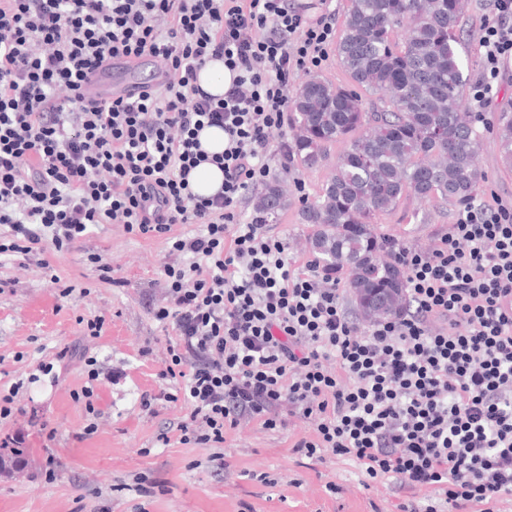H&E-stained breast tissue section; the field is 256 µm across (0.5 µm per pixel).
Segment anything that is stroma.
Here are the masks:
<instances>
[{"label": "stroma", "instance_id": "35a3bbf8", "mask_svg": "<svg viewBox=\"0 0 512 512\" xmlns=\"http://www.w3.org/2000/svg\"><path fill=\"white\" fill-rule=\"evenodd\" d=\"M489 2L468 0L460 22L462 60L473 83L482 69L478 30ZM467 108L482 133L477 199L512 206V164L503 160L496 137L501 116H512V60L501 69L491 105L481 111L471 100ZM269 164L271 181L288 190V206L271 227L290 257L311 259L307 240L314 229L303 211L331 169L295 162L285 171L275 157ZM462 212L407 194L375 223L378 233L426 253ZM171 260L166 236L130 233L121 224L91 225L74 247L40 260L0 256V389L20 387L13 415L0 419V440L21 435L25 449L19 460L0 447V512H400L403 504L422 502L423 491L389 480L364 484L351 458L327 453L318 461L295 453L296 441L315 435L310 419L290 415L276 430L241 424L227 431L219 462L214 449L181 443L177 425L190 411L184 401L159 402L153 416L142 412V393L176 387L159 377L168 334L151 313L164 299L162 269ZM66 286L72 289L67 296ZM98 318L104 321L100 337L87 336V323ZM66 347L73 355L60 357ZM87 354L97 360L98 381L88 379ZM88 385L95 393L92 415L74 398ZM92 422L96 432L83 437ZM141 472L165 483L166 493L133 491Z\"/></svg>", "mask_w": 512, "mask_h": 512}]
</instances>
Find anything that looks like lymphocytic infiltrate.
Returning a JSON list of instances; mask_svg holds the SVG:
<instances>
[{
    "label": "lymphocytic infiltrate",
    "mask_w": 512,
    "mask_h": 512,
    "mask_svg": "<svg viewBox=\"0 0 512 512\" xmlns=\"http://www.w3.org/2000/svg\"><path fill=\"white\" fill-rule=\"evenodd\" d=\"M331 14L292 0H0L1 253L70 248L92 224L170 233L166 301L154 316L174 332L161 379L181 378L182 443L218 448L241 421L281 426V409L314 419L295 452L349 457L372 480L426 491L425 512H495L512 496V208L468 210L431 253L395 247L408 308L360 324L335 271L292 265L269 225L241 223L248 191L288 164L291 80L321 66ZM478 104L512 59V0H492L479 33ZM149 56L167 80L138 98L86 103L83 81L115 57ZM223 62L224 95L198 73ZM223 129L222 153L198 136ZM211 163L220 190L193 193ZM224 182V173L216 166L203 164L192 171L190 184L193 192L208 196L218 191Z\"/></svg>",
    "instance_id": "obj_1"
}]
</instances>
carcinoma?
<instances>
[{"instance_id":"obj_1","label":"carcinoma","mask_w":512,"mask_h":512,"mask_svg":"<svg viewBox=\"0 0 512 512\" xmlns=\"http://www.w3.org/2000/svg\"><path fill=\"white\" fill-rule=\"evenodd\" d=\"M463 7V0H350L337 61L380 107L319 76L302 82L292 100L291 150L303 167L321 166L328 146L345 143L322 194L304 212L315 227L312 250L324 265L347 272L355 295L403 289L366 319L392 316L406 301V274L385 258L388 241L376 233L375 218L395 210L406 192L463 207L477 195L482 134L466 112ZM498 142L511 163V119L499 127ZM287 201L279 184H268L254 204L256 221L267 223Z\"/></svg>"}]
</instances>
